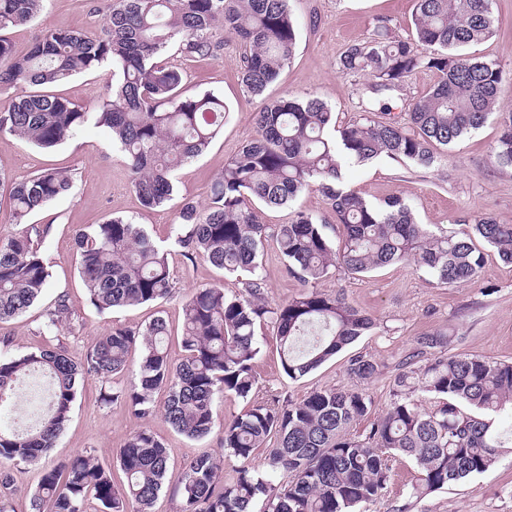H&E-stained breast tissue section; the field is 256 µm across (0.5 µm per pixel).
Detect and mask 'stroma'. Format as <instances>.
Here are the masks:
<instances>
[{
    "label": "stroma",
    "mask_w": 512,
    "mask_h": 512,
    "mask_svg": "<svg viewBox=\"0 0 512 512\" xmlns=\"http://www.w3.org/2000/svg\"><path fill=\"white\" fill-rule=\"evenodd\" d=\"M111 5L112 0H45L34 21L0 34L12 42L20 56L50 30L96 32ZM289 6L298 24L294 57L264 95H250L240 84L242 49L234 35H223L222 49L209 60L187 58L174 49L165 54V61L181 71L186 95L216 94L223 98L227 109L224 127L208 149L175 171L174 203L154 209L141 206L131 185L126 159L113 147L106 128L88 124L49 150L0 133V170L10 179L22 181L46 168L63 169L72 176L68 191L30 218L31 223L51 228L42 247L50 272L49 284L42 298L26 312L0 322V356H19L43 344L44 339L38 334L43 314L62 291L69 294L79 316V327L61 338L73 357L83 356L112 327L138 330L160 315L167 322L169 353L175 360L181 356L183 305L194 289L220 280L227 295L243 294L247 274H227L202 260L186 264L174 247L180 202L209 204L213 183L223 172L225 162L255 136L254 115L266 99L285 94L304 98L314 93L332 107L339 122L360 118L356 81L339 69L342 53L349 45L367 40L380 17L389 18L399 36L408 38L413 34L414 0H290ZM493 13L496 35L472 47L471 52L496 60L504 71L512 72V0H494ZM111 89L112 68L105 65L49 86L48 91L84 111L94 112ZM498 135L496 123L490 121L449 150L437 166L423 168L381 156L348 167L346 181L376 204L392 196L403 197L418 222L435 232H460L485 216L500 224H512V170L497 167L490 157ZM295 208L326 221V233L331 239L341 236L342 227L336 224L330 206L312 188L300 192L292 207L260 205L256 211L260 223L272 227L286 223ZM112 216L132 218L154 243L168 248L175 288L167 300L118 308L103 315L87 304L75 260V238L88 225ZM263 262L265 296L270 305L284 303L300 291L299 282L288 276L274 241L266 242ZM316 288L366 311L374 321L373 328L317 370L293 381L281 369L274 328L258 327L259 352L253 361L257 387L252 401L261 402L276 393L297 402L315 389L357 385L372 401L367 417L351 428L353 434L359 435L388 410L398 364L415 350L419 336L445 330L451 337L449 353L479 354L512 362V265L504 264L493 248H486L485 262L473 281L451 288L437 284L426 271L408 263L364 275L339 268L318 281ZM354 355L378 360L383 365L381 373L370 381L357 383L347 372V362ZM108 391L96 376L86 375L79 380L70 419L55 447L42 458V465L53 466L87 451L111 469L115 484H123L126 477L116 462V453L132 435L147 428L166 447L171 471H180L185 463L208 453L222 459L225 482L236 478L235 462L224 456L222 429L243 411V401L216 397L211 432L193 440L176 432L162 413L145 420L134 416L124 402L105 401ZM419 477L412 461L395 464L385 495L364 504L362 512H512L510 450H503L485 473L414 500L410 491Z\"/></svg>",
    "instance_id": "obj_1"
}]
</instances>
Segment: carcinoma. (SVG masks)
I'll return each instance as SVG.
<instances>
[{"instance_id":"obj_1","label":"carcinoma","mask_w":512,"mask_h":512,"mask_svg":"<svg viewBox=\"0 0 512 512\" xmlns=\"http://www.w3.org/2000/svg\"><path fill=\"white\" fill-rule=\"evenodd\" d=\"M42 2L0 0V31L30 23ZM412 23L415 35L404 39L390 19L380 17L373 37L340 57L341 71L359 78V104L367 113L415 73L436 72L437 82L412 104L405 122L366 116L340 126L317 96L269 100L255 114L256 136L225 163L210 204L182 205L174 244L184 259L191 264L202 259L226 274L246 271L251 279L238 297L228 296L221 283L193 291L183 306L179 361L169 356L161 316L139 330L112 328L77 361L60 347L0 359V404L31 375L47 378L49 385L48 408L36 427L0 426V464H37L70 418L78 376L90 373L111 383L136 347L138 382L128 389L113 387L112 400L124 401L145 419L156 413L154 394L164 388L162 411L170 425L189 438L208 435L214 398L245 400L256 387L258 325L276 328L281 368L292 380L373 327L367 314L342 298L310 288L338 266L361 274L410 262L453 287L482 267L480 241L512 265V224L481 218L462 232L436 234L417 223L402 198L373 204L344 181L345 167L381 155L429 168L441 152L492 117L500 128L493 161L512 169V108L498 107L512 76L492 59L465 53L494 35L492 0H415ZM219 30L245 45L240 79L255 96L290 63L298 33L289 0H113L95 38L50 31L17 57L0 35V93L52 85L105 64L112 66L114 80L112 95L96 112L40 92L12 97L0 107V133L48 149L93 120L124 152L141 205L162 207L174 197L173 172L208 148L224 126L226 106L213 93L183 95L181 71L161 57L175 46L187 57L213 58L223 46ZM70 185V174L62 170L47 169L8 185L0 171L14 222L23 225L0 240V321L25 312L47 288L41 247L50 226L27 219ZM309 187L325 197L343 226L338 242L326 235L325 222L304 212L273 230L257 220L255 202L287 206ZM270 237L288 275L304 287L275 307L265 300L263 274V246ZM76 260L87 301L98 313L172 294L168 253L130 219L112 217L79 233ZM74 316L70 297L59 293L45 311L39 335L58 339ZM449 341L446 332L417 339L416 350L399 365L388 411L363 436L349 432L368 414L369 399L357 388L316 389L298 402L272 395L224 425V456L240 462L231 483L221 479L220 463L208 454L171 473L166 448L144 429L116 455L125 485L115 486L110 469L95 455L80 453L42 470L31 494L32 512H86L90 496L108 512H128L131 503L133 512H152L167 484L181 497L182 512H253L258 499L263 512H358L383 495L398 456L421 470V482L410 493L415 499L480 475L512 446V424L504 421V413H512V363L448 355ZM426 354L427 362L414 366V359ZM348 372L367 382L380 365L358 356ZM272 436L276 446L268 449L266 469L260 471L252 466L255 451ZM278 472L285 478L276 483L271 475Z\"/></svg>"}]
</instances>
